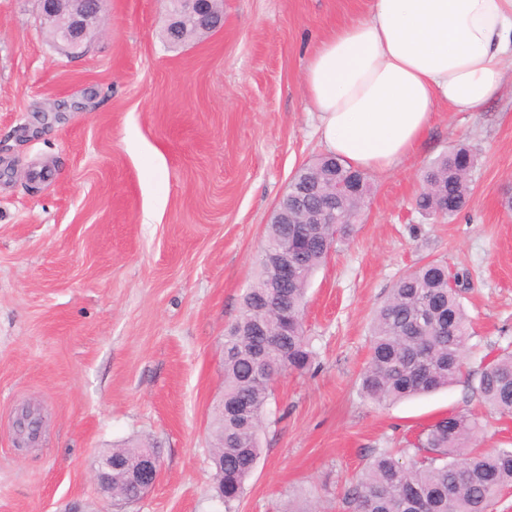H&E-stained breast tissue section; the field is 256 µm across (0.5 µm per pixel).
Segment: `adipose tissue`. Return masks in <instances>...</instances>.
Segmentation results:
<instances>
[{
	"label": "adipose tissue",
	"mask_w": 512,
	"mask_h": 512,
	"mask_svg": "<svg viewBox=\"0 0 512 512\" xmlns=\"http://www.w3.org/2000/svg\"><path fill=\"white\" fill-rule=\"evenodd\" d=\"M512 60V0H371L315 47L304 79L328 152L374 172L419 144L437 102L478 112Z\"/></svg>",
	"instance_id": "ef3b65f1"
}]
</instances>
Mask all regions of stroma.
Wrapping results in <instances>:
<instances>
[{"instance_id": "obj_1", "label": "stroma", "mask_w": 512, "mask_h": 512, "mask_svg": "<svg viewBox=\"0 0 512 512\" xmlns=\"http://www.w3.org/2000/svg\"><path fill=\"white\" fill-rule=\"evenodd\" d=\"M370 0H224V24L173 49L163 0H106L83 52L54 45L36 0H0V512H351L345 494L384 448L409 447L451 411L512 448V417L472 396L512 351V62L480 112L438 106L416 150L369 173L349 241L307 292L310 371L283 376L262 454L225 508L210 421L224 331L254 281L292 175L326 155L303 81L318 42ZM477 154L466 208L418 212L423 167ZM465 280L472 334L448 388L390 404L360 390L373 314L399 276L432 260ZM158 447L144 499L103 501L95 456Z\"/></svg>"}]
</instances>
